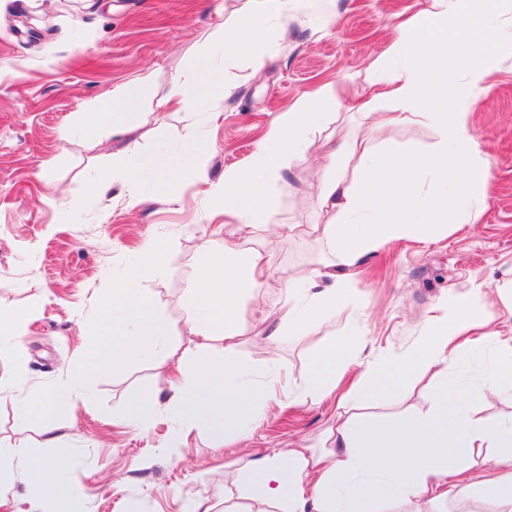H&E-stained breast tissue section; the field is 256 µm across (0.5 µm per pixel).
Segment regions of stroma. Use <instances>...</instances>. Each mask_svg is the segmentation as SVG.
<instances>
[{
  "label": "stroma",
  "instance_id": "35a3bbf8",
  "mask_svg": "<svg viewBox=\"0 0 512 512\" xmlns=\"http://www.w3.org/2000/svg\"><path fill=\"white\" fill-rule=\"evenodd\" d=\"M432 6V0H290L287 12L269 23L263 65L246 57L222 63L237 90L204 125L213 150L211 180L250 166L272 122L298 97L327 84L366 89L369 68L395 26ZM251 7L250 0H0V307L34 310L19 338L0 341V374L20 375L33 390L75 379L83 387L60 414L49 445L16 400L0 399V444L61 461L84 512H193L201 501L212 512H224L228 502L258 512L255 488L243 471L255 455L295 444L332 445L335 401L298 404L294 398L312 359L352 323L363 327L366 350L403 352L421 342L437 306L471 294L479 280L500 312L496 330L512 336V315L504 310L512 302L509 58L491 75L490 90L470 116L492 160L476 223L455 225L431 242L382 247L354 268L351 302L308 335L273 346L262 317L283 307L286 280L334 260L312 230L327 221L311 201L327 163V136L392 147L427 146L437 138L433 127L415 120L378 128L379 113L392 109L388 101L376 102L369 114L341 101L335 121L311 137L306 162L274 183L279 203L262 216V230L242 242L270 249L274 273L260 302H244L236 360L248 382L280 367L287 387L269 400L259 426L245 437L176 420L170 401L175 367L191 368L199 359L196 337L183 333L187 289L205 244L236 236V226L211 219L203 185L189 181L173 200L134 209L114 191L90 195L97 169L111 166L118 144L68 125L74 112L102 100L115 85L132 84L139 98L133 139L151 153L174 147L187 116L162 103L170 77L189 76L208 35ZM151 71L157 80L139 84V76ZM285 225L291 233H282ZM150 240L166 243L167 255L161 268L141 269L139 285L153 292L179 356L158 351L121 372H85L98 300ZM432 387L431 373L415 372L398 383V398L377 402L369 413L387 419L425 410ZM143 397L156 403L150 421L120 422L123 410ZM175 434L183 438L182 449L170 446Z\"/></svg>",
  "mask_w": 512,
  "mask_h": 512
}]
</instances>
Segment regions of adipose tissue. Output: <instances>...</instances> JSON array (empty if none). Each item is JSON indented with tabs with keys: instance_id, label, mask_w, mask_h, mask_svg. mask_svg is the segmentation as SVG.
I'll use <instances>...</instances> for the list:
<instances>
[{
	"instance_id": "ef3b65f1",
	"label": "adipose tissue",
	"mask_w": 512,
	"mask_h": 512,
	"mask_svg": "<svg viewBox=\"0 0 512 512\" xmlns=\"http://www.w3.org/2000/svg\"><path fill=\"white\" fill-rule=\"evenodd\" d=\"M252 3L236 24L211 34L188 80L171 79L168 98L181 111H193L199 100L210 110L222 108L235 88L217 69L215 54H256L265 44L270 20L288 10V0ZM398 31L374 61L368 77L371 97L357 109L367 112L372 100L388 99L394 110L386 124L414 117L433 126L437 139L428 148L411 143L392 150L363 139L331 148L314 207L329 215L321 234L340 265L348 268L391 242L432 240L449 226L475 223L485 203L491 164L469 116L474 102L488 91L489 77L512 57V0H433L432 10L399 25ZM338 98L331 85L299 97L273 123L253 164L225 172L218 182L209 177L212 149L196 125H186L178 148L165 154L145 152L130 142L134 98L129 85L113 87L105 104L89 103L72 118L85 135L106 133L119 144L111 167L101 169L91 183L93 195L119 186L133 208L143 202V189L167 197L175 185L190 180L206 184L212 210L232 217L238 226L239 239L206 249L189 290L187 333L199 337L203 349L222 337L224 355L220 367L206 358L198 370L184 373L173 394L180 422L248 434L282 384V375L271 371L261 382L244 385V372L233 357L243 300L258 296L272 274L271 253L243 249L239 240L253 234L259 217L277 207L271 182L305 161L311 135L332 122ZM164 258L163 245L147 243L135 266L100 297L92 329L102 343L88 350V365L106 362L118 370L164 345L166 331L154 297L136 285L139 268L162 266ZM324 276L313 268L287 281V310L265 318L272 342L305 335L347 300L345 277L334 276L324 288ZM482 288L475 283L450 315L429 316L420 345L404 353L361 359L357 339L362 328L355 324L317 354L303 383L306 396L334 395L337 373L359 368L370 382L363 401L390 398L396 393L395 378L426 368L437 377L430 406L390 423H372L349 414L350 396L337 397L341 414L334 447L319 453L304 445L283 448L250 461L259 497L278 512H396L414 499L438 505L451 496L481 499L499 512H512V421L485 422L471 411L474 402L512 384V336L487 331L496 312ZM475 330L480 342L495 345L498 359L480 384L463 390L449 379L448 367L465 362L471 347L461 337ZM70 401V394L61 390L25 392V415L40 425L46 442H53L56 418ZM20 469L31 483L71 501L72 512H82L60 476L58 461L1 447L0 489L11 488Z\"/></svg>"
}]
</instances>
